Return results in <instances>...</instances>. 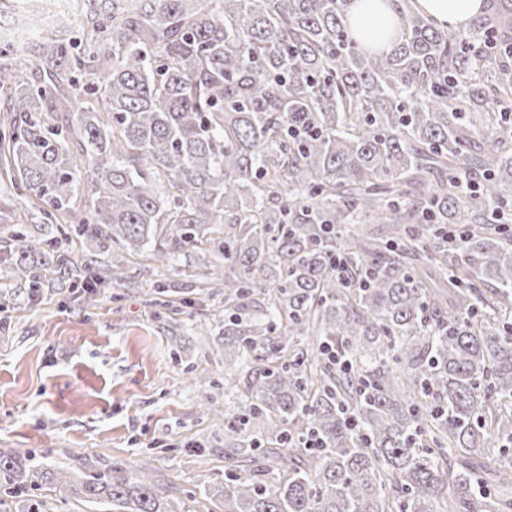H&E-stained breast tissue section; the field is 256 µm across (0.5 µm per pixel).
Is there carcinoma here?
<instances>
[{"label":"carcinoma","mask_w":512,"mask_h":512,"mask_svg":"<svg viewBox=\"0 0 512 512\" xmlns=\"http://www.w3.org/2000/svg\"><path fill=\"white\" fill-rule=\"evenodd\" d=\"M14 2L31 35L0 39V214L25 199L85 249L222 261L245 403L201 404L232 438L216 512H512V0L462 29L392 0L385 55L350 0H98L64 37ZM13 241L30 304L79 267L105 281ZM83 469L0 451V489L17 512H174L144 473Z\"/></svg>","instance_id":"cac0c4a2"}]
</instances>
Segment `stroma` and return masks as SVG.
I'll return each mask as SVG.
<instances>
[{"instance_id":"35a3bbf8","label":"stroma","mask_w":512,"mask_h":512,"mask_svg":"<svg viewBox=\"0 0 512 512\" xmlns=\"http://www.w3.org/2000/svg\"><path fill=\"white\" fill-rule=\"evenodd\" d=\"M91 258L104 268L121 259L123 280L90 301L49 284L35 305L6 297L21 282L0 264V448L46 451L67 471L88 460L121 477L145 472L180 512H210L224 423L199 403H236L224 390V291L204 287L195 249L165 268L179 292L164 307L153 302L149 255ZM205 359L212 377L200 387L191 370Z\"/></svg>"}]
</instances>
